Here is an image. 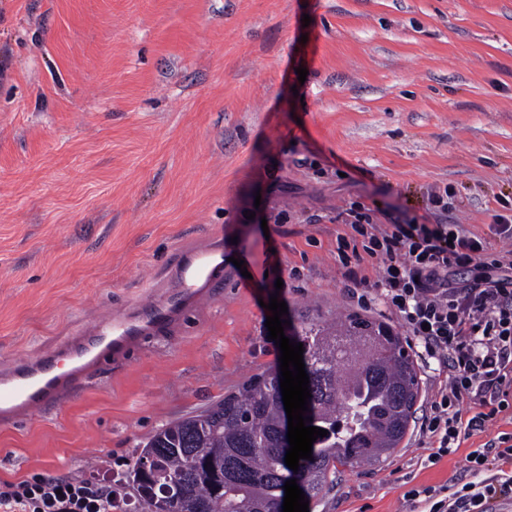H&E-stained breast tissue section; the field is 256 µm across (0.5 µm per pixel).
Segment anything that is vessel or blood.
<instances>
[{
	"mask_svg": "<svg viewBox=\"0 0 512 512\" xmlns=\"http://www.w3.org/2000/svg\"><path fill=\"white\" fill-rule=\"evenodd\" d=\"M224 282V244L180 250L170 287L148 290L131 310L107 312L33 357L0 362V427L50 413L81 385L145 338L171 330Z\"/></svg>",
	"mask_w": 512,
	"mask_h": 512,
	"instance_id": "b4317fda",
	"label": "vessel or blood"
}]
</instances>
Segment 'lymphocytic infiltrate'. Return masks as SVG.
I'll list each match as a JSON object with an SVG mask.
<instances>
[{
    "mask_svg": "<svg viewBox=\"0 0 512 512\" xmlns=\"http://www.w3.org/2000/svg\"><path fill=\"white\" fill-rule=\"evenodd\" d=\"M432 204L437 223L407 218L384 228L368 213L348 210L346 222L361 247L338 258L358 301L375 295L398 316L423 359L439 366L440 386L418 425L434 464L512 410V250L446 224L450 206L442 196ZM368 258L380 268L371 288L358 273ZM463 402L470 416H463ZM466 461L456 491L410 488L411 512H495L498 502L512 501V474L503 471L512 466L511 434L490 438ZM110 498L97 483L49 474L0 484V512H112Z\"/></svg>",
    "mask_w": 512,
    "mask_h": 512,
    "instance_id": "lymphocytic-infiltrate-1",
    "label": "lymphocytic infiltrate"
}]
</instances>
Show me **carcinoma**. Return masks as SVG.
Wrapping results in <instances>:
<instances>
[{
    "label": "carcinoma",
    "mask_w": 512,
    "mask_h": 512,
    "mask_svg": "<svg viewBox=\"0 0 512 512\" xmlns=\"http://www.w3.org/2000/svg\"><path fill=\"white\" fill-rule=\"evenodd\" d=\"M309 377L308 426L328 431L299 470L285 464L281 371L249 381L210 409L163 425L135 450L120 489L137 512H272L294 479L308 500L340 469L374 466L405 438L420 382L408 344L391 326L352 314L295 332Z\"/></svg>",
    "instance_id": "1"
}]
</instances>
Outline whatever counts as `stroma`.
Returning <instances> with one entry per match:
<instances>
[{"mask_svg":"<svg viewBox=\"0 0 512 512\" xmlns=\"http://www.w3.org/2000/svg\"><path fill=\"white\" fill-rule=\"evenodd\" d=\"M435 193L481 237L512 201V0H0V358L134 305L201 239L226 257L175 331L0 429V482H103L277 367L271 294L294 327L362 311L401 330L350 298L343 217L425 224ZM501 433L512 415L434 465L407 434L309 512H409L410 488L453 483Z\"/></svg>","mask_w":512,"mask_h":512,"instance_id":"35a3bbf8","label":"stroma"}]
</instances>
